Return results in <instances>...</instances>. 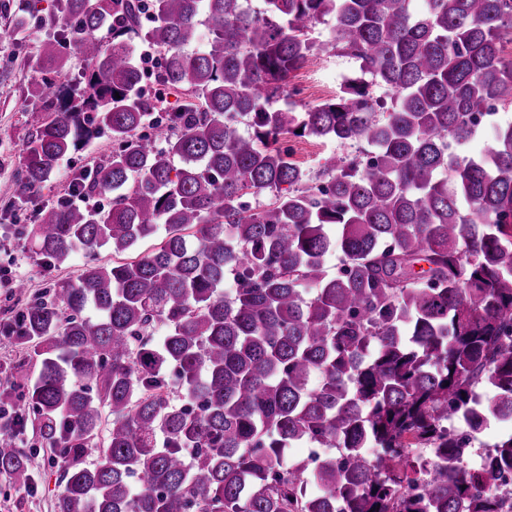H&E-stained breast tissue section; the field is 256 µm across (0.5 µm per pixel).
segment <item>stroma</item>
Listing matches in <instances>:
<instances>
[{
    "label": "stroma",
    "mask_w": 512,
    "mask_h": 512,
    "mask_svg": "<svg viewBox=\"0 0 512 512\" xmlns=\"http://www.w3.org/2000/svg\"><path fill=\"white\" fill-rule=\"evenodd\" d=\"M15 0H0V201L15 197L17 185L13 171L18 164L29 134L34 105L28 95L33 80L24 67L25 57L35 55L46 37L41 19L53 8L54 0H37L23 28L14 24ZM358 69V64L345 56L324 55L299 71L301 79L314 89L304 100L313 106L332 97L344 80ZM112 151V142L102 136L76 154L63 158L52 183L43 189L39 199L55 202L69 196L72 173L93 166ZM10 270L12 277L28 279L32 290H39L45 276L30 250L29 238L21 234L12 218L0 219V269ZM61 490L59 473L51 468L46 453L31 461L30 481L19 485L6 474H0V512H54Z\"/></svg>",
    "instance_id": "obj_1"
}]
</instances>
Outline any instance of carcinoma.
I'll use <instances>...</instances> for the list:
<instances>
[{"label": "carcinoma", "instance_id": "carcinoma-1", "mask_svg": "<svg viewBox=\"0 0 512 512\" xmlns=\"http://www.w3.org/2000/svg\"><path fill=\"white\" fill-rule=\"evenodd\" d=\"M245 2L55 0L44 17L4 211L103 133L112 153L74 179L112 201L30 211L46 275L86 261L35 295L15 285L0 473L30 480V419L63 484L55 512H498L482 484L512 470V436L470 478L441 426L512 419V123L452 151L512 107V0ZM140 43L183 96L162 124ZM326 53L360 72L300 108L288 83ZM75 58L80 79L56 85ZM293 138L352 152L310 171ZM30 364L33 385L10 381ZM297 442L342 454L285 462ZM409 448L434 451L428 467Z\"/></svg>", "mask_w": 512, "mask_h": 512}]
</instances>
